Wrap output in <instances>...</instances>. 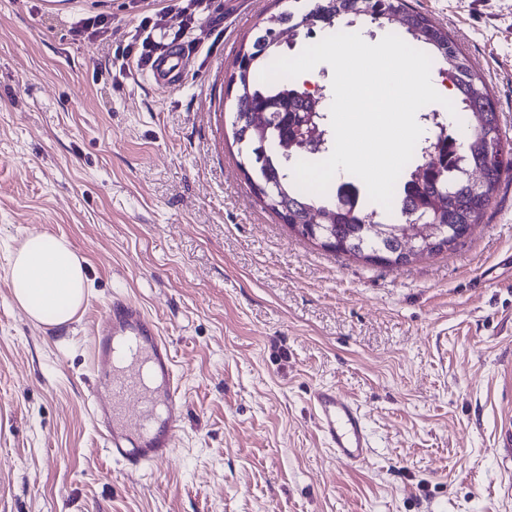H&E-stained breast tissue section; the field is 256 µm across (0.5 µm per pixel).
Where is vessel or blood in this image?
I'll use <instances>...</instances> for the list:
<instances>
[{"mask_svg":"<svg viewBox=\"0 0 512 512\" xmlns=\"http://www.w3.org/2000/svg\"><path fill=\"white\" fill-rule=\"evenodd\" d=\"M183 70L181 53L171 52L156 64L153 78L171 89ZM91 336L93 415L113 459L132 469L166 464L185 402L169 342L143 307L122 295L113 296ZM312 399L318 428L337 460L367 461L371 444L358 407L332 388L316 389Z\"/></svg>","mask_w":512,"mask_h":512,"instance_id":"vessel-or-blood-1","label":"vessel or blood"}]
</instances>
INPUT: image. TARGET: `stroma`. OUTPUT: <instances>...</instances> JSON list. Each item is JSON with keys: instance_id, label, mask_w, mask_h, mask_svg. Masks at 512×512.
<instances>
[{"instance_id": "35a3bbf8", "label": "stroma", "mask_w": 512, "mask_h": 512, "mask_svg": "<svg viewBox=\"0 0 512 512\" xmlns=\"http://www.w3.org/2000/svg\"><path fill=\"white\" fill-rule=\"evenodd\" d=\"M482 73L512 154V0H408ZM0 0V512H512V171L453 251L372 266L289 233L237 166L226 72L274 0ZM111 37H77L83 18ZM159 15L182 83L127 75ZM69 241L87 298L30 320L6 278L30 232ZM171 344L185 394L171 460L125 471L92 414L88 328L113 296ZM361 411L337 461L309 394ZM148 29H150L148 34L145 37H142V34ZM156 29H160V25L157 20L154 21L151 16L143 17L137 26L136 33L123 48V57L126 60H131L135 63L136 68L138 69H143V67H147L149 65L153 67L157 57L165 48V44L162 43V41H157L153 36H151V30ZM156 55L157 57L154 59Z\"/></svg>"}]
</instances>
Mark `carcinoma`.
<instances>
[{"mask_svg": "<svg viewBox=\"0 0 512 512\" xmlns=\"http://www.w3.org/2000/svg\"><path fill=\"white\" fill-rule=\"evenodd\" d=\"M356 18L380 27L397 24L403 28L428 50L433 60L444 66V73L454 87L452 102L457 119L468 127L483 121V136L461 149L455 138L439 127V113H432L434 138L426 137L417 142L412 159L396 182L389 211L372 207L368 198L360 197L359 188L349 181H341V185L353 191L352 207L348 209L338 206L340 185H329L323 195L303 191L296 185L292 171L296 162H319L333 151L334 136L327 124V112L325 107H320L321 130L325 132L322 149L313 152L294 145L287 150L282 147V141L293 134L298 123L305 103L304 91L291 79L272 83L260 80L261 71L279 57L278 40L283 29H288L293 36L302 33L310 37L318 29H334L338 24L348 26ZM232 82L235 83L236 111L230 123L231 135L242 157L243 173L262 183L273 181L282 189L280 199L265 205L264 209L278 217L286 208L293 221H303L313 212L320 216L333 214V235L344 255H355L354 248L362 239L366 249L399 250L413 212L449 225L455 234L471 231L489 206L503 172L512 169L511 157L500 159L488 149V132L497 135L500 127L494 98L484 77L448 32L433 25L425 14L412 9L407 0H312L302 8L273 13L263 21L252 39L241 46L227 76V83ZM273 101L288 106V113L271 119L262 129L253 126L249 113ZM436 141L439 142L440 166L431 175L422 177L427 151ZM461 169H478L483 173L481 192H473L462 182Z\"/></svg>", "mask_w": 512, "mask_h": 512, "instance_id": "carcinoma-1", "label": "carcinoma"}]
</instances>
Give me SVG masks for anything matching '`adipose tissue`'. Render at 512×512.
<instances>
[{"label": "adipose tissue", "instance_id": "1", "mask_svg": "<svg viewBox=\"0 0 512 512\" xmlns=\"http://www.w3.org/2000/svg\"><path fill=\"white\" fill-rule=\"evenodd\" d=\"M8 278L15 302L38 323H70L88 292L84 267L68 241L40 232L29 233L12 254Z\"/></svg>", "mask_w": 512, "mask_h": 512}]
</instances>
